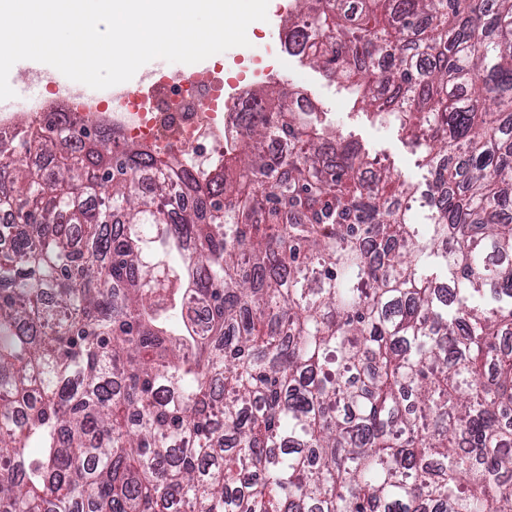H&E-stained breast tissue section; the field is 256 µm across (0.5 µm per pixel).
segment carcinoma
Listing matches in <instances>:
<instances>
[{
  "mask_svg": "<svg viewBox=\"0 0 512 512\" xmlns=\"http://www.w3.org/2000/svg\"><path fill=\"white\" fill-rule=\"evenodd\" d=\"M344 3L288 50L412 136L425 224L292 90L206 179L0 138V512H512V0Z\"/></svg>",
  "mask_w": 512,
  "mask_h": 512,
  "instance_id": "carcinoma-1",
  "label": "carcinoma"
}]
</instances>
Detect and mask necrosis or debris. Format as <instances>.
<instances>
[{"label":"necrosis or debris","instance_id":"4bbe7bcc","mask_svg":"<svg viewBox=\"0 0 512 512\" xmlns=\"http://www.w3.org/2000/svg\"><path fill=\"white\" fill-rule=\"evenodd\" d=\"M218 80L212 71L186 76L159 104L141 100L132 89L108 106L97 97L64 90L34 102L26 120L37 124L47 113L56 112L74 131L91 118L121 141L175 157L182 168L199 175L216 165L238 124V98L222 99V111L211 109L212 102L221 99Z\"/></svg>","mask_w":512,"mask_h":512}]
</instances>
